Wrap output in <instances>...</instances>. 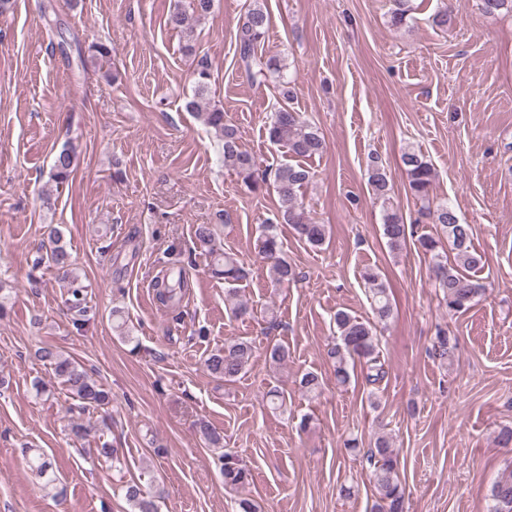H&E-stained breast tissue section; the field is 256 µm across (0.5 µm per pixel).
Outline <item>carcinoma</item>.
<instances>
[{"instance_id": "cac0c4a2", "label": "carcinoma", "mask_w": 512, "mask_h": 512, "mask_svg": "<svg viewBox=\"0 0 512 512\" xmlns=\"http://www.w3.org/2000/svg\"><path fill=\"white\" fill-rule=\"evenodd\" d=\"M396 8L391 12L390 23L400 27L407 23L410 6L408 0H395ZM484 13L498 15L512 12V0H480ZM214 0H188V5L175 4L167 17V25L179 31H193V28L205 20L213 11ZM269 28V15L266 9L256 5L249 9L244 22L237 33L239 58L245 70L253 77L258 75H278L284 65L275 56L263 57L257 54V47L265 41ZM211 73L205 64H200L194 72V98L186 103L187 110L193 112L204 125L217 132L223 142L224 166L232 169L243 185L251 192H257L266 184L272 185L280 200V223L289 224L298 236L312 247H321L327 240L324 224L313 222L302 205L298 195L310 181V171L300 163H284L271 169H260L256 157L241 142L237 128L224 119V109L205 103ZM270 142L283 144L296 158H308L323 152L324 143L317 130L302 120L299 113L280 107L273 113L266 129ZM75 152L70 147L63 148L55 157L49 173V179L56 190H62L73 179ZM402 162L408 177V191L422 201L429 202L430 189L435 178L432 165L424 157L408 150L402 154ZM368 183L375 195L389 200L390 179L381 157L373 154L367 164ZM433 221L440 226V235L421 234L415 239L418 248L432 255L433 277L439 288L446 294L448 312L461 313L470 309L477 299L485 293V286L475 279V273L485 266V257L472 244L473 229L469 224L460 222L456 211L446 205L438 204L432 211ZM52 247L46 254L36 259V264L48 263L50 266L71 277L70 309L73 312L72 326L80 331L87 322V290L79 280L73 267L70 253L61 245L59 230L53 225L47 226ZM383 236L391 250H399L406 244L408 227L403 214L393 207L386 208L383 224ZM448 240L449 249H444L441 238ZM258 253L271 261L273 280L278 285L287 284L298 277L295 270L279 256L281 241L277 225L270 222L260 225L257 239ZM212 273L224 279L225 300L232 302L238 315L249 313L247 303L238 299L234 285L244 275L233 254L220 248L211 249ZM361 277L369 285L371 304L378 320L386 322L393 315V304L386 286L373 268L362 271ZM156 296L163 305L182 298L188 282L182 272H170L155 282ZM339 342L333 345L327 355L334 367L336 381L342 385L350 381V368L360 364L366 384L377 385L386 376L385 364L381 361L379 338L376 328L351 316L343 310L334 315ZM112 330L127 341L132 340L131 327L123 311L112 310ZM455 344L442 330L437 331L432 353L446 360L453 355ZM253 356L252 344L246 340H231L224 348L217 350L205 360L207 370L216 377L232 382L248 365ZM42 363L51 370L54 378L67 388L72 399L77 401L79 410H108L112 405V393L103 385L94 382L79 365L52 347H43L38 352ZM31 470L46 479V483L55 481L53 459L44 452L27 448ZM221 471L224 485L244 487L252 481V473L242 460L233 453L226 452L221 457ZM365 460L369 465L372 480L377 490L373 512H405V489L399 478L398 459L394 451L393 438L387 434L376 437L374 447L367 450ZM125 500L132 512H158L156 499L162 497L163 490L155 488L150 493L142 484L131 479L121 486ZM489 497L493 502L490 512H512V467L504 471L492 484Z\"/></svg>"}]
</instances>
